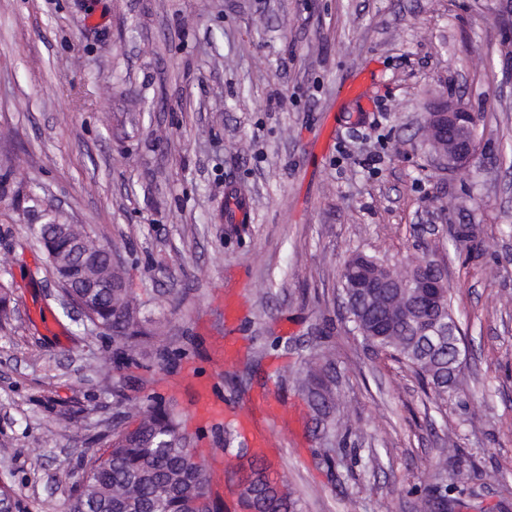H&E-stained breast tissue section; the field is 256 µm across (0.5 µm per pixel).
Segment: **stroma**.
Wrapping results in <instances>:
<instances>
[{"instance_id":"35a3bbf8","label":"stroma","mask_w":512,"mask_h":512,"mask_svg":"<svg viewBox=\"0 0 512 512\" xmlns=\"http://www.w3.org/2000/svg\"><path fill=\"white\" fill-rule=\"evenodd\" d=\"M499 0H0V166L111 241L170 362L117 370L109 340L58 304L23 220L0 222V481L19 512H66L83 453L147 394L173 400L220 494L224 428L193 422L210 375L225 419L266 385L288 413L266 453L303 512H512V59ZM364 108L343 87L361 69ZM462 98L478 125L463 170L425 143V114ZM250 223L218 217L227 189ZM468 238H459L460 228ZM442 266L465 351L455 393L347 329L352 252ZM240 295L228 330L217 300ZM240 357L215 364L212 337ZM240 377L239 393L227 384ZM328 386L313 408L315 379ZM75 422H50L51 410ZM331 448L336 467L318 454Z\"/></svg>"}]
</instances>
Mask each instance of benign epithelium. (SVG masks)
<instances>
[{
	"mask_svg": "<svg viewBox=\"0 0 512 512\" xmlns=\"http://www.w3.org/2000/svg\"><path fill=\"white\" fill-rule=\"evenodd\" d=\"M475 121L467 105L452 96L438 101L428 113L426 136L448 167H468L477 146L476 139L470 135ZM354 288L361 306L379 311L390 323L399 316L412 319L418 300L438 305L447 295L444 271L431 262H419L409 269H394L387 276L369 272L362 275Z\"/></svg>",
	"mask_w": 512,
	"mask_h": 512,
	"instance_id": "7a95c632",
	"label": "benign epithelium"
}]
</instances>
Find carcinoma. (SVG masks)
Here are the masks:
<instances>
[{
	"label": "carcinoma",
	"mask_w": 512,
	"mask_h": 512,
	"mask_svg": "<svg viewBox=\"0 0 512 512\" xmlns=\"http://www.w3.org/2000/svg\"><path fill=\"white\" fill-rule=\"evenodd\" d=\"M0 202L39 221L30 225L45 265L56 277L63 297L85 298V322L100 330L112 343V364L140 366L143 346L153 333L142 306L130 294L126 272L109 261L112 245L100 240L82 224L67 221L41 197L36 187L17 176L12 167L0 168ZM105 282L106 288H90L89 282ZM356 335L367 340V320L374 315L359 303L348 310ZM422 322H400L386 336H374L377 351L412 369L430 391L446 397L457 384L458 364L453 342L461 338L458 321H451L443 336L422 333ZM250 475L241 478L240 454L227 462L225 473L233 483L237 512H300L299 500L288 484L272 476L271 465L251 452ZM225 512L212 476L200 464L182 414L172 401L153 396L146 410L123 418L103 435L101 446L83 458L82 471L73 482L68 512ZM448 493L426 490L421 512L445 506Z\"/></svg>",
	"instance_id": "carcinoma-1"
}]
</instances>
